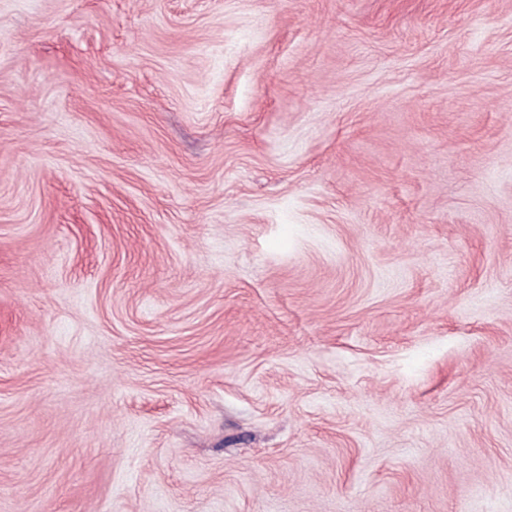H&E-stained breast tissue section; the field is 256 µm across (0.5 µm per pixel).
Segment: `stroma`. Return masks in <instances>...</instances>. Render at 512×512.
<instances>
[{
    "mask_svg": "<svg viewBox=\"0 0 512 512\" xmlns=\"http://www.w3.org/2000/svg\"><path fill=\"white\" fill-rule=\"evenodd\" d=\"M0 512H512V0H0Z\"/></svg>",
    "mask_w": 512,
    "mask_h": 512,
    "instance_id": "35a3bbf8",
    "label": "stroma"
}]
</instances>
